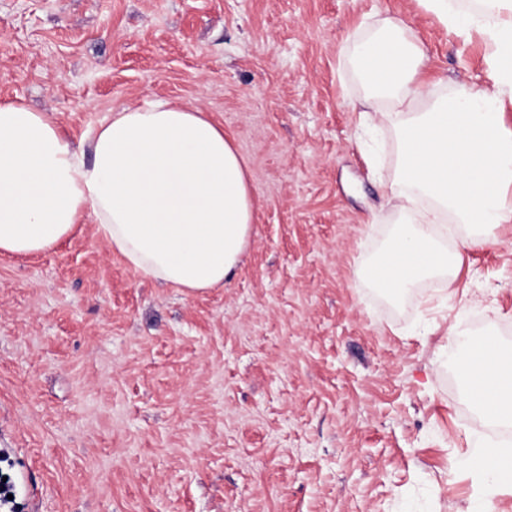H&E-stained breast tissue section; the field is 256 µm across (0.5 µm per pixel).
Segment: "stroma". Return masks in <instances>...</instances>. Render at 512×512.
<instances>
[{"mask_svg":"<svg viewBox=\"0 0 512 512\" xmlns=\"http://www.w3.org/2000/svg\"><path fill=\"white\" fill-rule=\"evenodd\" d=\"M398 17L445 83L488 49L421 0H0V103L72 140L191 103L248 167L257 220L230 283L142 278L85 220L0 254V472L23 512H469L479 418L447 331L512 347V223L455 276L391 298L362 275L399 226L390 125L362 135L351 60Z\"/></svg>","mask_w":512,"mask_h":512,"instance_id":"stroma-1","label":"stroma"}]
</instances>
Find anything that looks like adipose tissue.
<instances>
[{"label":"adipose tissue","instance_id":"obj_1","mask_svg":"<svg viewBox=\"0 0 512 512\" xmlns=\"http://www.w3.org/2000/svg\"><path fill=\"white\" fill-rule=\"evenodd\" d=\"M454 33L477 32L490 49L488 86L466 83L440 94L424 71L425 51L398 19L359 44L355 70L375 112L398 141L401 189L392 191L404 225L365 267L367 281L398 296L421 281L454 275L462 248L489 244L512 223V0H482L463 11L452 0H425ZM143 277L187 292L223 286L234 274L255 220L244 159L205 112L157 100L126 107L74 148L43 113L0 104V254L44 252L83 217ZM482 233L462 246L441 244L442 220ZM464 400L486 423L512 427V351L466 339ZM466 467L480 485V512L512 492V447L475 440Z\"/></svg>","mask_w":512,"mask_h":512}]
</instances>
